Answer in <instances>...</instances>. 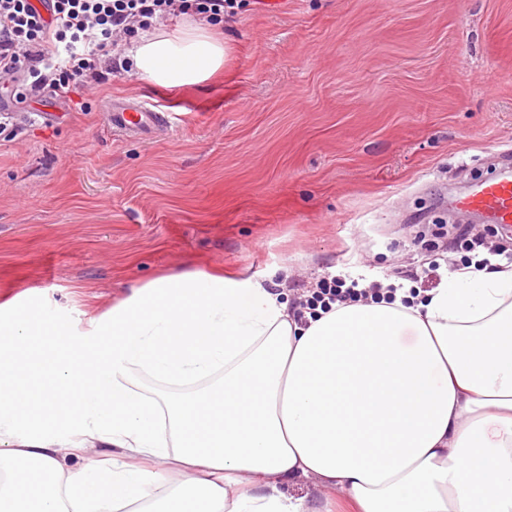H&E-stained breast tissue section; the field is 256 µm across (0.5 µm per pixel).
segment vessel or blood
<instances>
[{"instance_id": "vessel-or-blood-1", "label": "vessel or blood", "mask_w": 512, "mask_h": 512, "mask_svg": "<svg viewBox=\"0 0 512 512\" xmlns=\"http://www.w3.org/2000/svg\"><path fill=\"white\" fill-rule=\"evenodd\" d=\"M107 111L113 129L128 136H145L167 125L165 114L141 98H112ZM451 205L460 214L477 215L488 223L512 228V166H502L494 175L475 179L452 198Z\"/></svg>"}]
</instances>
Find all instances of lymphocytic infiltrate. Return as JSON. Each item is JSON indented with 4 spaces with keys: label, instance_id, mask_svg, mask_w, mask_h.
Instances as JSON below:
<instances>
[{
    "label": "lymphocytic infiltrate",
    "instance_id": "lymphocytic-infiltrate-1",
    "mask_svg": "<svg viewBox=\"0 0 512 512\" xmlns=\"http://www.w3.org/2000/svg\"><path fill=\"white\" fill-rule=\"evenodd\" d=\"M234 0H0V97L22 104L52 90L61 97L114 73L112 52L156 24L189 15L211 24L232 17ZM382 283L321 277L293 314L336 302L384 299Z\"/></svg>",
    "mask_w": 512,
    "mask_h": 512
}]
</instances>
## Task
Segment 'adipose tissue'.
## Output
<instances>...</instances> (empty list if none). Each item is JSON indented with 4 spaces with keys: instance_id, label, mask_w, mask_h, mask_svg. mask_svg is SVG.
<instances>
[{
    "instance_id": "adipose-tissue-1",
    "label": "adipose tissue",
    "mask_w": 512,
    "mask_h": 512,
    "mask_svg": "<svg viewBox=\"0 0 512 512\" xmlns=\"http://www.w3.org/2000/svg\"><path fill=\"white\" fill-rule=\"evenodd\" d=\"M227 55L188 22L126 58L176 87ZM40 309L0 304V512H333L331 491L347 512H512V265L302 321L266 279L195 268L84 333ZM301 478L320 495L282 492Z\"/></svg>"
}]
</instances>
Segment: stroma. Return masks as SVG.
<instances>
[{"mask_svg":"<svg viewBox=\"0 0 512 512\" xmlns=\"http://www.w3.org/2000/svg\"><path fill=\"white\" fill-rule=\"evenodd\" d=\"M223 74L32 101L0 136V302L90 319L170 269L428 291L471 257L450 195L512 157V0H237ZM150 95L148 140L100 104Z\"/></svg>","mask_w":512,"mask_h":512,"instance_id":"1","label":"stroma"}]
</instances>
